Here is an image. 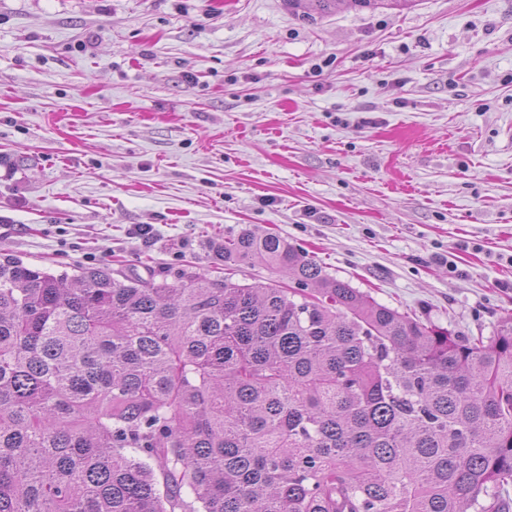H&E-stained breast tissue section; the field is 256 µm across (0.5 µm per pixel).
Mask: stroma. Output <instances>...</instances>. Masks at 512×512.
Listing matches in <instances>:
<instances>
[{
    "label": "stroma",
    "mask_w": 512,
    "mask_h": 512,
    "mask_svg": "<svg viewBox=\"0 0 512 512\" xmlns=\"http://www.w3.org/2000/svg\"><path fill=\"white\" fill-rule=\"evenodd\" d=\"M245 227L493 336L512 319V0L313 19L287 0H0V252L214 280Z\"/></svg>",
    "instance_id": "1"
}]
</instances>
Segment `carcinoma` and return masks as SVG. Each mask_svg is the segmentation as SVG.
I'll use <instances>...</instances> for the list:
<instances>
[{
	"mask_svg": "<svg viewBox=\"0 0 512 512\" xmlns=\"http://www.w3.org/2000/svg\"><path fill=\"white\" fill-rule=\"evenodd\" d=\"M220 256L295 287L0 253V512H500L511 322L428 325L270 232Z\"/></svg>",
	"mask_w": 512,
	"mask_h": 512,
	"instance_id": "obj_1",
	"label": "carcinoma"
}]
</instances>
